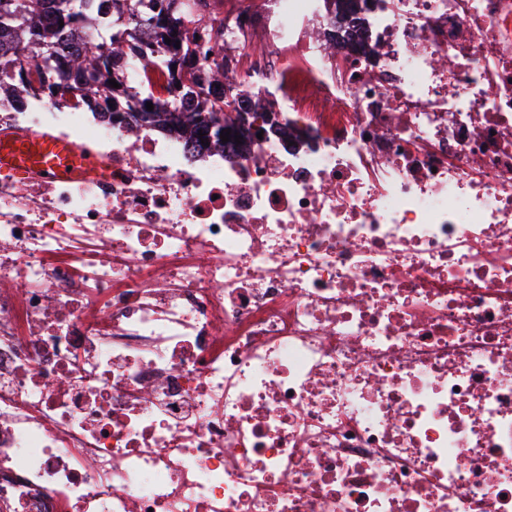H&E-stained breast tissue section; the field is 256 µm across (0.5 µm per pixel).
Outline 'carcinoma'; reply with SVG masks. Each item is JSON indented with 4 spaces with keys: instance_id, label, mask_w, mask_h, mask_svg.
<instances>
[{
    "instance_id": "cac0c4a2",
    "label": "carcinoma",
    "mask_w": 512,
    "mask_h": 512,
    "mask_svg": "<svg viewBox=\"0 0 512 512\" xmlns=\"http://www.w3.org/2000/svg\"><path fill=\"white\" fill-rule=\"evenodd\" d=\"M95 7V0H0V83L20 78L51 98H63L70 87L64 76L82 84L83 103L91 109L110 107L116 112L123 107L136 108L147 122L174 132L202 135L207 142L223 147L220 134L230 132L229 139L241 136L247 140L251 129L232 123L210 126L202 114L239 112L240 102H248L244 94L227 97L222 86L232 81L218 62L204 77L197 68L198 43L184 33L191 26L207 23L199 14L191 13L186 0H108L100 6L104 15L102 44L79 43L70 46L66 57L58 55L64 36L72 34ZM143 17L150 22L152 37L165 48L155 56L129 31L125 20ZM171 39L166 43L165 39ZM179 45H174V42ZM128 59L138 61L146 70L167 74L160 94L148 86L114 88L103 80V71ZM153 110H147V103Z\"/></svg>"
}]
</instances>
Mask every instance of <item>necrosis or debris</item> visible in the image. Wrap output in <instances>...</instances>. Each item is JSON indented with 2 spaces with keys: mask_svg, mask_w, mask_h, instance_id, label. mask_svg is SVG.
Returning a JSON list of instances; mask_svg holds the SVG:
<instances>
[{
  "mask_svg": "<svg viewBox=\"0 0 512 512\" xmlns=\"http://www.w3.org/2000/svg\"><path fill=\"white\" fill-rule=\"evenodd\" d=\"M205 2L236 149L0 87V512H512V0ZM55 154L57 159H52L54 171L65 172L72 160L71 148L55 143L54 140L42 139L39 143L26 140H0V167L9 168L18 172H24L20 168L30 167L32 163L41 162L42 157Z\"/></svg>",
  "mask_w": 512,
  "mask_h": 512,
  "instance_id": "necrosis-or-debris-1",
  "label": "necrosis or debris"
}]
</instances>
